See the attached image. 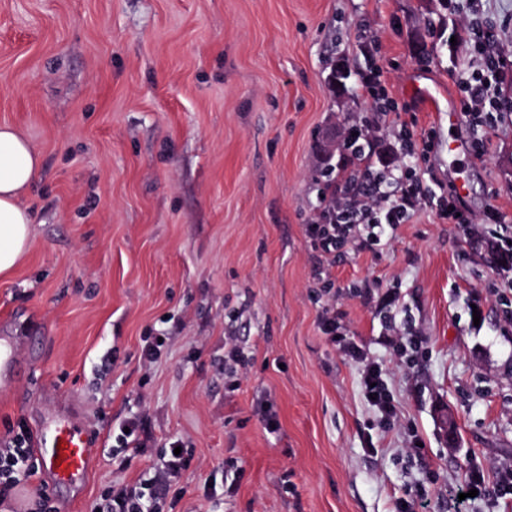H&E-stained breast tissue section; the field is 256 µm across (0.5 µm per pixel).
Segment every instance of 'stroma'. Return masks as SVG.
Masks as SVG:
<instances>
[{"label": "stroma", "mask_w": 512, "mask_h": 512, "mask_svg": "<svg viewBox=\"0 0 512 512\" xmlns=\"http://www.w3.org/2000/svg\"><path fill=\"white\" fill-rule=\"evenodd\" d=\"M489 55L512 95V0H0V123L42 158L28 253L0 278V336L35 335L30 373L0 396V442L62 410L91 432L96 467L51 490L57 512H91L174 438L193 461L173 512H396L417 496L427 512H512L492 492L462 509L448 497L471 468L512 467V270L438 215L462 175L470 214L496 209L512 232V112L481 162L448 156L450 138L479 142V123L436 114L461 107ZM376 67L377 99L359 90ZM389 103L401 125L377 139L388 168L416 170L425 204L373 249L345 242L330 281L315 279L320 147L341 154L346 129ZM386 290L390 310L373 298ZM327 305L381 362L396 419L323 335ZM392 323L418 347L381 345ZM228 333L245 357L232 379ZM147 336L167 339L151 363ZM263 397L272 433L253 411ZM129 417L150 439L122 469L112 426Z\"/></svg>", "instance_id": "1"}]
</instances>
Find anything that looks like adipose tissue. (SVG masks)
<instances>
[{"instance_id":"ef3b65f1","label":"adipose tissue","mask_w":512,"mask_h":512,"mask_svg":"<svg viewBox=\"0 0 512 512\" xmlns=\"http://www.w3.org/2000/svg\"><path fill=\"white\" fill-rule=\"evenodd\" d=\"M41 168V155L15 127L0 124V276L10 275L25 256L32 216L23 198Z\"/></svg>"}]
</instances>
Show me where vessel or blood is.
I'll use <instances>...</instances> for the list:
<instances>
[{
	"instance_id": "1",
	"label": "vessel or blood",
	"mask_w": 512,
	"mask_h": 512,
	"mask_svg": "<svg viewBox=\"0 0 512 512\" xmlns=\"http://www.w3.org/2000/svg\"><path fill=\"white\" fill-rule=\"evenodd\" d=\"M21 342L13 336H0V394L12 392L22 361ZM35 454L46 471L47 484L78 486L92 471L97 450L90 433L60 414L44 417L34 434Z\"/></svg>"
}]
</instances>
